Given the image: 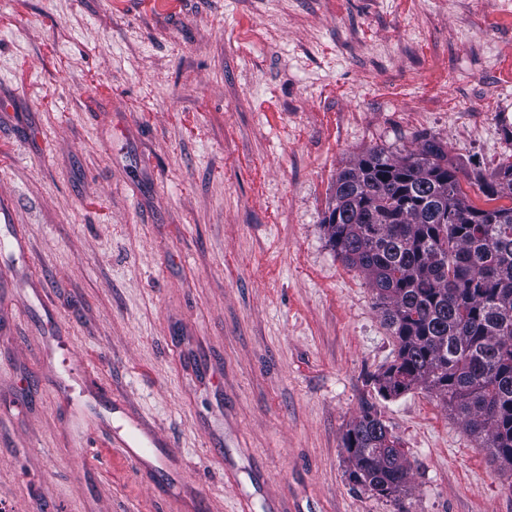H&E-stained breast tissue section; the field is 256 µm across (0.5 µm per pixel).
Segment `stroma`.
<instances>
[{"mask_svg": "<svg viewBox=\"0 0 512 512\" xmlns=\"http://www.w3.org/2000/svg\"><path fill=\"white\" fill-rule=\"evenodd\" d=\"M509 132L512 0H0V209L31 251L18 274L0 251V512H512L442 399L378 397L395 342L323 227L370 147L435 136L487 176ZM33 288L61 329L45 350ZM72 355L73 393L177 449L173 490L89 397L78 464ZM366 400L412 464L397 502L348 479Z\"/></svg>", "mask_w": 512, "mask_h": 512, "instance_id": "1", "label": "stroma"}]
</instances>
